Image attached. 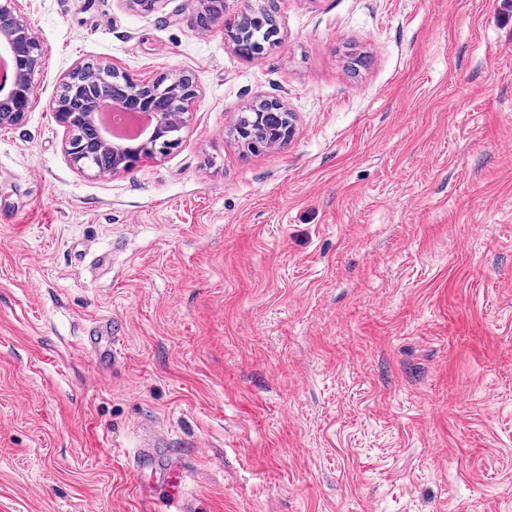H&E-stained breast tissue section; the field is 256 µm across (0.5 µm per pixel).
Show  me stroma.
Returning a JSON list of instances; mask_svg holds the SVG:
<instances>
[{
	"label": "stroma",
	"instance_id": "stroma-1",
	"mask_svg": "<svg viewBox=\"0 0 512 512\" xmlns=\"http://www.w3.org/2000/svg\"><path fill=\"white\" fill-rule=\"evenodd\" d=\"M18 0L38 98L0 128V512H512V0ZM113 65L198 90L177 146L78 168L49 107ZM294 114L249 151L243 107ZM119 319L115 360L82 348ZM234 38L238 45L237 50L247 55H259L261 46L271 45L276 42L277 28L273 16L268 12L262 14V23L255 24L251 17L243 16L232 22ZM125 464L136 478V495L155 501L158 512H196L185 491V469L160 437L148 435Z\"/></svg>",
	"mask_w": 512,
	"mask_h": 512
}]
</instances>
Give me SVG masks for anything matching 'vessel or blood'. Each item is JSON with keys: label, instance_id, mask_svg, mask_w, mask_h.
<instances>
[{"label": "vessel or blood", "instance_id": "1", "mask_svg": "<svg viewBox=\"0 0 512 512\" xmlns=\"http://www.w3.org/2000/svg\"><path fill=\"white\" fill-rule=\"evenodd\" d=\"M126 468L136 479L137 496L156 502L160 512H196L185 491V469L160 437L147 436Z\"/></svg>", "mask_w": 512, "mask_h": 512}]
</instances>
